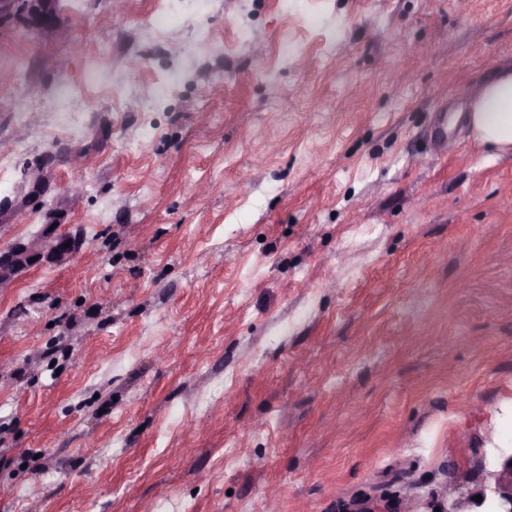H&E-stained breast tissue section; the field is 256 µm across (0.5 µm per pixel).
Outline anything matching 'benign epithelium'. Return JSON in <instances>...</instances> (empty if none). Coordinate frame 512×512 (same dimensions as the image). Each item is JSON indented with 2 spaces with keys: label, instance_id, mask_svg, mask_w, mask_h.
Segmentation results:
<instances>
[{
  "label": "benign epithelium",
  "instance_id": "benign-epithelium-1",
  "mask_svg": "<svg viewBox=\"0 0 512 512\" xmlns=\"http://www.w3.org/2000/svg\"><path fill=\"white\" fill-rule=\"evenodd\" d=\"M60 0H0V36L16 28L32 31L38 38L51 41L66 34L60 19ZM58 152L48 150L24 169L30 190L13 200L0 201V213L23 210L39 203L46 188L47 173L55 165ZM82 246L77 234L60 231L55 216L43 225L41 233L28 240L0 249V288L12 283L23 271L45 262L69 260ZM481 496L482 501L475 500ZM439 512H512V453L503 457L502 470L495 487L470 492L464 500Z\"/></svg>",
  "mask_w": 512,
  "mask_h": 512
}]
</instances>
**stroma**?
<instances>
[{
  "mask_svg": "<svg viewBox=\"0 0 512 512\" xmlns=\"http://www.w3.org/2000/svg\"><path fill=\"white\" fill-rule=\"evenodd\" d=\"M62 5L68 39L0 37V199L52 143L94 158L0 219V248L52 209L85 239L0 290V512H429L493 485L512 153L467 112L512 0Z\"/></svg>",
  "mask_w": 512,
  "mask_h": 512,
  "instance_id": "1",
  "label": "stroma"
}]
</instances>
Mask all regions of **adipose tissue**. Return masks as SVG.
Listing matches in <instances>:
<instances>
[{"label":"adipose tissue","mask_w":512,"mask_h":512,"mask_svg":"<svg viewBox=\"0 0 512 512\" xmlns=\"http://www.w3.org/2000/svg\"><path fill=\"white\" fill-rule=\"evenodd\" d=\"M467 121L475 141L512 151V65H500L475 92Z\"/></svg>","instance_id":"obj_1"}]
</instances>
